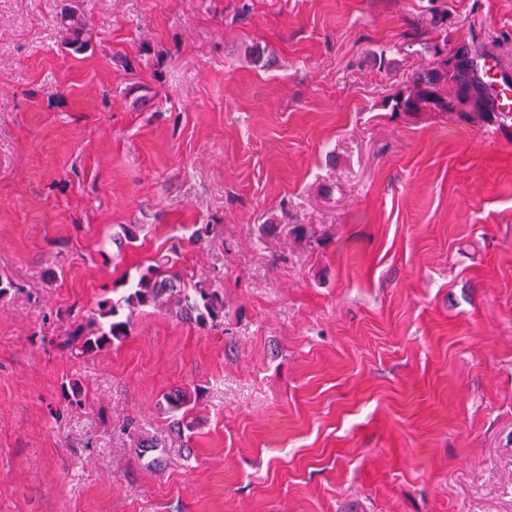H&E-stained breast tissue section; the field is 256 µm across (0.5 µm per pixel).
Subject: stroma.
<instances>
[{
  "instance_id": "obj_1",
  "label": "stroma",
  "mask_w": 512,
  "mask_h": 512,
  "mask_svg": "<svg viewBox=\"0 0 512 512\" xmlns=\"http://www.w3.org/2000/svg\"><path fill=\"white\" fill-rule=\"evenodd\" d=\"M428 42L512 0H0V512H512V138L393 111ZM166 258L220 324L62 348ZM60 23L68 35L65 45L75 50H82L88 46L90 42L88 24L75 10L65 8L61 13ZM199 389L176 388L166 393L163 397L165 411L173 417V426L177 428L178 434H185V431L191 433L194 429L192 421L187 418L188 406L195 404L199 399Z\"/></svg>"
}]
</instances>
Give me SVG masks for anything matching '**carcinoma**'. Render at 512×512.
<instances>
[{"label":"carcinoma","instance_id":"carcinoma-1","mask_svg":"<svg viewBox=\"0 0 512 512\" xmlns=\"http://www.w3.org/2000/svg\"><path fill=\"white\" fill-rule=\"evenodd\" d=\"M68 39L65 44L76 50L86 48L90 42L86 20L71 8L61 13ZM393 108L402 112H417L431 108L440 112H457L469 122H480L497 111L496 100L480 76L476 56L468 44L461 43L431 67L415 72L405 91L393 98ZM128 309L143 306L166 307L185 322L201 328L217 325L224 311L220 291L202 282L185 279L178 272H170L167 264H159L141 274L132 291L123 299ZM118 305H101V317L110 319L107 326L94 321L79 325L62 343V347L78 355H92L122 340L128 335L131 320L116 319ZM199 399V389L176 388L163 397L165 411L173 417L178 434L192 432L194 425L187 418L188 406Z\"/></svg>","mask_w":512,"mask_h":512}]
</instances>
